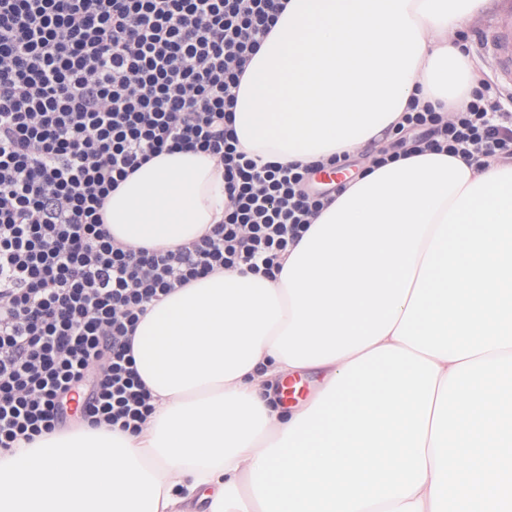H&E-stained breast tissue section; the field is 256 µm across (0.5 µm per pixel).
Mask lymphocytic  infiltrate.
<instances>
[{
	"label": "lymphocytic infiltrate",
	"instance_id": "lymphocytic-infiltrate-1",
	"mask_svg": "<svg viewBox=\"0 0 512 512\" xmlns=\"http://www.w3.org/2000/svg\"><path fill=\"white\" fill-rule=\"evenodd\" d=\"M282 0H0V455L66 425L139 432L154 410L132 354L141 316L224 268L274 277L336 196L307 164L238 147L235 90ZM482 81L445 120L411 103L372 165L417 152L512 160V111ZM224 168L222 223L174 250L112 239V189L153 157Z\"/></svg>",
	"mask_w": 512,
	"mask_h": 512
}]
</instances>
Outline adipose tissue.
Segmentation results:
<instances>
[{
    "label": "adipose tissue",
    "mask_w": 512,
    "mask_h": 512,
    "mask_svg": "<svg viewBox=\"0 0 512 512\" xmlns=\"http://www.w3.org/2000/svg\"><path fill=\"white\" fill-rule=\"evenodd\" d=\"M236 91L241 148L355 153L412 98L468 103L458 33L488 0H284ZM224 170L174 150L112 191L114 240L174 249L224 218ZM136 434L51 433L0 463V512H512V163L372 168L265 278L220 269L149 306ZM323 381L292 409L263 379Z\"/></svg>",
    "instance_id": "1"
}]
</instances>
